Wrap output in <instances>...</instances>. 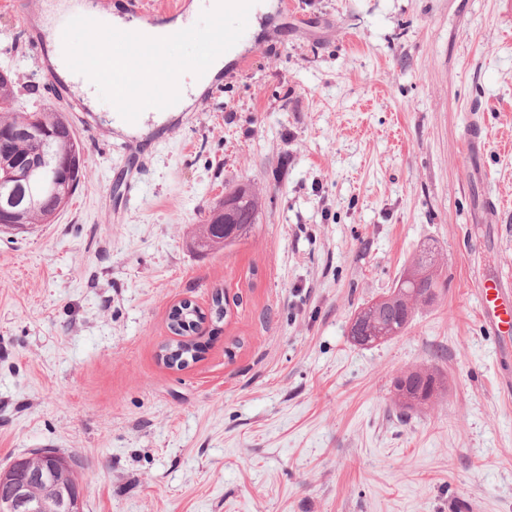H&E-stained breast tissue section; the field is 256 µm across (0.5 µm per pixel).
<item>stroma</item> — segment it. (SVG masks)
<instances>
[{
	"instance_id": "obj_1",
	"label": "stroma",
	"mask_w": 512,
	"mask_h": 512,
	"mask_svg": "<svg viewBox=\"0 0 512 512\" xmlns=\"http://www.w3.org/2000/svg\"><path fill=\"white\" fill-rule=\"evenodd\" d=\"M40 3L0 0V69L85 152L54 223L0 232V469L75 455L84 512H512V333L475 284L512 270V0H266L219 88L134 127L60 96ZM242 186L257 224L197 251ZM426 251L435 300L354 344ZM218 289L221 333L168 368L171 307ZM419 366L448 391L399 416Z\"/></svg>"
}]
</instances>
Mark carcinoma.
<instances>
[{
	"label": "carcinoma",
	"instance_id": "obj_1",
	"mask_svg": "<svg viewBox=\"0 0 512 512\" xmlns=\"http://www.w3.org/2000/svg\"><path fill=\"white\" fill-rule=\"evenodd\" d=\"M15 82H0V127L24 129L29 125L36 123L49 128L58 127L61 129L60 135L52 140L49 149L52 153L59 156L81 158L83 145L76 137L72 125L61 112L45 110L43 112H28L26 116H20L15 110ZM40 149V144L27 136H18L12 141L0 145V170L8 169L14 178L7 182H0V197L7 192L10 187L20 181H24L25 173L22 169L14 167L13 160L16 157L30 156ZM82 177V167L76 166L70 174V181L65 198L60 199L56 196L45 195L35 207L22 212L20 223L28 228H33L38 224H50L57 215L64 209L69 200L76 192ZM241 192L239 203L238 220L234 224L228 225L226 245L231 246L238 242L252 224L256 223L260 198L259 194L249 188H237ZM438 286L436 275L422 277L413 281L407 280L393 288L396 298L390 303H385L376 308V314L373 322L366 327V330L373 331L377 329L399 328L404 324V315L400 310L399 301L407 299L413 302V308H418L421 304H426L435 297V291ZM227 315L225 301L222 293L217 292L212 296V303L208 312L198 311L196 309H178L173 308L168 315V328L175 335L164 346V350L170 353L166 365L170 368H185L190 363L199 359V346L190 339L195 334L201 324L208 321L214 329H220V324ZM408 379L415 390L410 392L400 384V378L393 382V402L399 413L404 414L409 410L423 408L430 405L445 389L444 378L439 373L427 368L415 367L401 374V378Z\"/></svg>",
	"mask_w": 512,
	"mask_h": 512
}]
</instances>
